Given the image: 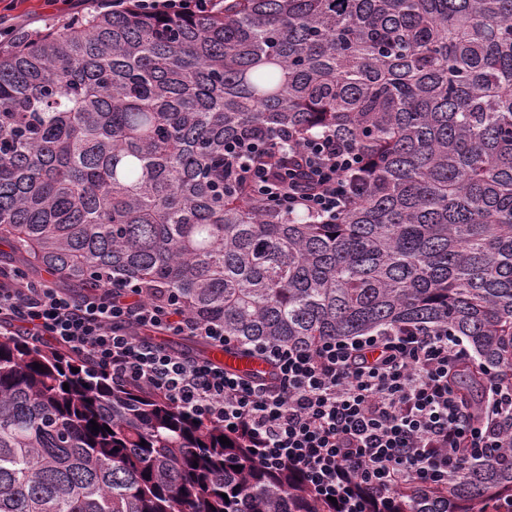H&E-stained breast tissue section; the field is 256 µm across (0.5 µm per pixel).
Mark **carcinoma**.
I'll return each mask as SVG.
<instances>
[{
  "label": "carcinoma",
  "mask_w": 512,
  "mask_h": 512,
  "mask_svg": "<svg viewBox=\"0 0 512 512\" xmlns=\"http://www.w3.org/2000/svg\"><path fill=\"white\" fill-rule=\"evenodd\" d=\"M7 41L4 271L78 293L154 284L245 357L446 324L477 355L455 378L470 400L512 368V0L100 10ZM249 130L355 145L364 168L335 223L224 190V146ZM246 445L0 332V512H336ZM370 512H512V419L494 458Z\"/></svg>",
  "instance_id": "carcinoma-1"
}]
</instances>
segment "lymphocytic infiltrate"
Here are the masks:
<instances>
[{
    "instance_id": "f902f5d3",
    "label": "lymphocytic infiltrate",
    "mask_w": 512,
    "mask_h": 512,
    "mask_svg": "<svg viewBox=\"0 0 512 512\" xmlns=\"http://www.w3.org/2000/svg\"><path fill=\"white\" fill-rule=\"evenodd\" d=\"M136 4L161 19L219 12L224 0H110ZM272 142L247 136L224 148V167L254 196L292 213L322 219L352 200L346 178L359 159L329 134L298 151V165L272 176L257 158ZM0 324L35 342L63 345L113 380L138 384L225 430L245 434L258 462L302 476L341 512H365L363 487L388 500L401 485L436 486L460 478L470 460L500 445V422L512 416V373L489 375L482 417L452 385L469 362L462 337L444 325L330 338L315 348L263 343L265 378L225 371L139 338L142 329L200 336L224 346L223 326L188 316L156 286L113 278L97 291L70 294L42 280L26 286L0 274Z\"/></svg>"
}]
</instances>
